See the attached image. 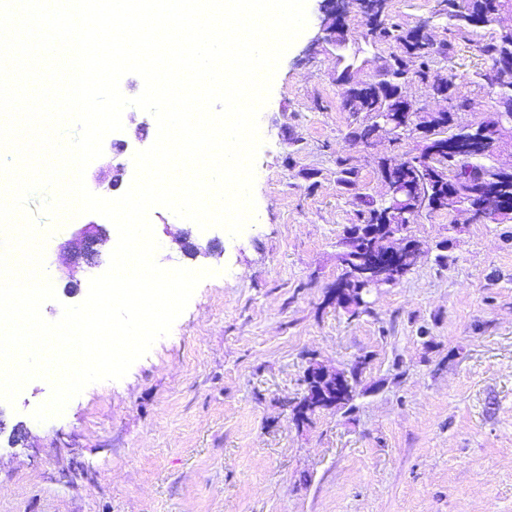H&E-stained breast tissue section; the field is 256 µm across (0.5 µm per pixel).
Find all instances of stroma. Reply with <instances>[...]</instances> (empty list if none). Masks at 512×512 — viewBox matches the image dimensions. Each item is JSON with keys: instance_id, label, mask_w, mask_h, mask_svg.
<instances>
[{"instance_id": "stroma-1", "label": "stroma", "mask_w": 512, "mask_h": 512, "mask_svg": "<svg viewBox=\"0 0 512 512\" xmlns=\"http://www.w3.org/2000/svg\"><path fill=\"white\" fill-rule=\"evenodd\" d=\"M437 9V0L388 2L404 27L425 22L440 35L448 19ZM307 10L260 114L254 219L236 237L201 231L217 250L194 260L168 244L187 220L151 211L158 263L215 277L123 379L89 385L62 416L32 418L51 393L41 379L0 405L6 426L26 429L16 445L0 437V512H512V222L426 213L405 233L422 252L410 273L356 314L331 298L338 243L356 220L337 157H353L358 191L378 196L381 159L422 143L383 131L371 147H350L356 118L342 106V66L313 43L319 0ZM503 27L512 12L456 42L448 67L475 102L457 126L495 108L476 82L485 62L474 43ZM346 28L352 77L373 81L388 48L364 42L357 11ZM123 125L103 151L126 142L116 160L128 184L157 125L136 108ZM109 262L80 266L78 290L57 287L43 316L82 302ZM360 358L354 400L295 423L289 405L309 363L347 371Z\"/></svg>"}]
</instances>
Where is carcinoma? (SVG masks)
<instances>
[{"mask_svg": "<svg viewBox=\"0 0 512 512\" xmlns=\"http://www.w3.org/2000/svg\"><path fill=\"white\" fill-rule=\"evenodd\" d=\"M388 0H381V16L378 20L365 23L363 33L365 43L371 46L389 45L410 55L412 66L403 70L397 63L398 53H392L385 58L378 67V74L374 81L366 86L352 91L346 87L342 92V104H347L351 97H358L362 104L374 107L376 112H411L413 101L403 95V89L412 84L425 86L431 95L446 96L452 111H468L472 109L473 102L458 95L456 77L448 74L446 78L434 75L437 65L452 58L454 41L457 37L481 27L491 25L500 8L497 0H443L445 8L443 13L448 17V36L425 44L419 36V27L405 28L392 21L386 14ZM476 50L487 63V68L478 73L479 85L494 93L502 99L512 101V74L501 79L493 80L489 71L507 54L512 55V38L508 36H493L488 40L476 43ZM452 118L445 119V123L435 131L433 146H442V151L425 157V154L409 156L395 155L383 159V162L401 170L402 175L409 182L419 185L429 196L448 193V182L433 179L432 172L441 169L448 176H456L462 169L464 159L456 157L453 146ZM373 133L372 126L360 122L351 126L346 133V139L354 146L369 141ZM469 161L482 167L486 176L485 183L478 192L480 200L488 207L498 205L502 199L512 200V180H499L500 174L489 155H477ZM337 181L349 190L358 188V170L348 157L337 160ZM356 223L374 224L380 219L378 215L379 202L370 195L356 194ZM367 250L363 249L360 239L346 236L341 242L339 262L342 274L347 275L352 270L365 265Z\"/></svg>", "mask_w": 512, "mask_h": 512, "instance_id": "cac0c4a2", "label": "carcinoma"}]
</instances>
